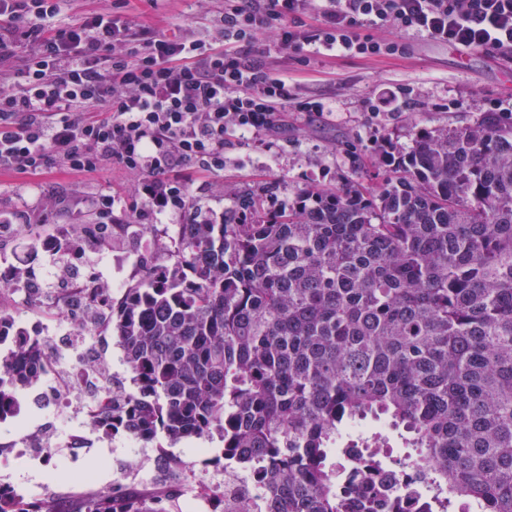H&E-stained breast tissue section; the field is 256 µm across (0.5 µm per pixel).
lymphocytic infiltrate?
Returning a JSON list of instances; mask_svg holds the SVG:
<instances>
[{"mask_svg": "<svg viewBox=\"0 0 512 512\" xmlns=\"http://www.w3.org/2000/svg\"><path fill=\"white\" fill-rule=\"evenodd\" d=\"M67 2L0 0V171L107 163L135 173L139 224L198 211L175 175L223 169L225 136L276 131L291 100L326 112L248 56L258 32L296 53H403L398 41L363 34L367 23L512 57V0H224L221 29L202 38L152 32L109 10L62 27ZM310 12L318 23L302 24ZM22 36L33 47L20 60Z\"/></svg>", "mask_w": 512, "mask_h": 512, "instance_id": "f902f5d3", "label": "lymphocytic infiltrate"}]
</instances>
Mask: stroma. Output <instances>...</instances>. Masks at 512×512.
<instances>
[{
    "instance_id": "stroma-1",
    "label": "stroma",
    "mask_w": 512,
    "mask_h": 512,
    "mask_svg": "<svg viewBox=\"0 0 512 512\" xmlns=\"http://www.w3.org/2000/svg\"><path fill=\"white\" fill-rule=\"evenodd\" d=\"M101 8L138 17L149 30L180 27L198 33L214 29L223 4L211 0L205 8L198 0H159L153 7L147 0H68L59 23L67 25ZM401 40L407 50L395 57L311 53L302 60L291 52L269 49L266 38L258 37L253 57L292 79L300 97L323 100L330 113L317 118L287 105L276 133L257 143H233L224 149L223 169L189 175V195L197 203L229 211L240 192H259L270 183L278 185L279 198L291 203L315 187H374L378 181L370 161L376 139L386 140L392 151H402L411 146L417 129L445 130L473 122L491 111L495 101L512 98V59L482 50L463 52L419 34L406 33ZM373 106L386 110L382 122L371 119ZM136 185L135 175L108 164L81 173L50 168L36 177L0 171V222L26 212L50 229L74 218L96 225L102 217L90 207V200L114 193L132 204ZM43 241L42 235L28 229L2 235L0 260L19 257L28 271H35L50 256ZM56 454L55 460L40 467L14 458L0 461V483H20L33 497L52 493L59 512H78L91 495L78 483L82 470H95L101 484H111L132 466L153 465L157 448H132L126 438L108 434L71 466L57 462L64 449Z\"/></svg>"
}]
</instances>
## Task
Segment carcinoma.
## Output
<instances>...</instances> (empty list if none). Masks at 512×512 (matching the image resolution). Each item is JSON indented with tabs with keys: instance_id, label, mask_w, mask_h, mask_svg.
Wrapping results in <instances>:
<instances>
[{
	"instance_id": "cac0c4a2",
	"label": "carcinoma",
	"mask_w": 512,
	"mask_h": 512,
	"mask_svg": "<svg viewBox=\"0 0 512 512\" xmlns=\"http://www.w3.org/2000/svg\"><path fill=\"white\" fill-rule=\"evenodd\" d=\"M376 189L311 190L286 210L244 191L222 224H180L169 254L107 323L132 388L104 425L144 443L218 437L271 491L266 512H373L336 475L343 434L403 430L432 467L434 508L512 512V114L420 129L377 152ZM140 241L151 225L119 224ZM0 363V421L43 370L17 333ZM185 462L147 499L104 487L84 512H177ZM0 512H46L0 493Z\"/></svg>"
}]
</instances>
